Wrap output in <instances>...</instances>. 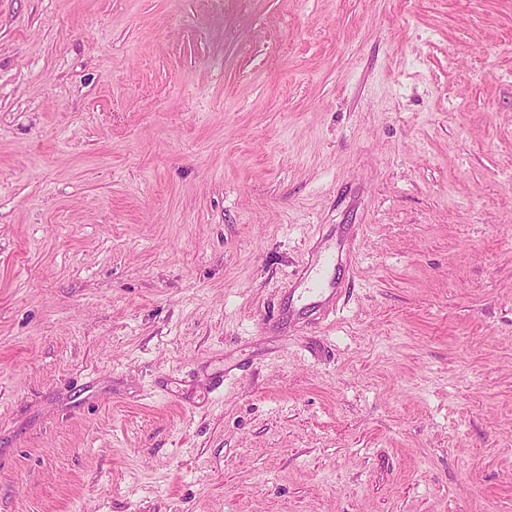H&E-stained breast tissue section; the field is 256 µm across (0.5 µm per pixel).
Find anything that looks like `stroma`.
I'll use <instances>...</instances> for the list:
<instances>
[{
  "label": "stroma",
  "mask_w": 512,
  "mask_h": 512,
  "mask_svg": "<svg viewBox=\"0 0 512 512\" xmlns=\"http://www.w3.org/2000/svg\"><path fill=\"white\" fill-rule=\"evenodd\" d=\"M0 512H512V0H0ZM312 257L301 276L302 284H305V288H301L305 297L303 308L317 320L327 319L336 312L334 299L338 287L326 276V270L336 264V247L317 251Z\"/></svg>",
  "instance_id": "1"
}]
</instances>
